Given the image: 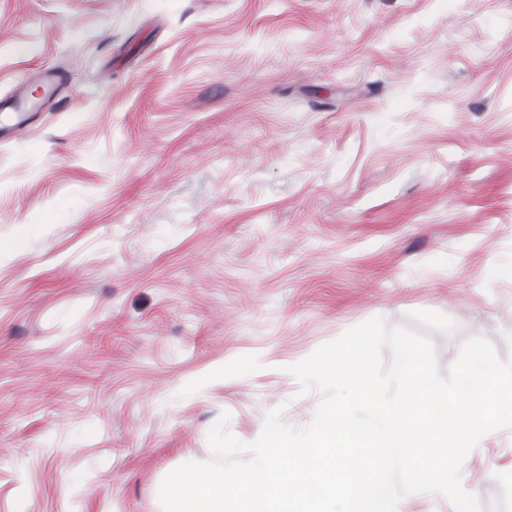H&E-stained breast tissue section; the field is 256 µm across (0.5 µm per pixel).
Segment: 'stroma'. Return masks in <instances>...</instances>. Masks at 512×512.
<instances>
[{"label": "stroma", "instance_id": "35a3bbf8", "mask_svg": "<svg viewBox=\"0 0 512 512\" xmlns=\"http://www.w3.org/2000/svg\"><path fill=\"white\" fill-rule=\"evenodd\" d=\"M0 512H163L379 316L512 357V0H0ZM464 489L512 512V430ZM27 103L24 98L8 102H0V126L10 131L26 122L23 112H26Z\"/></svg>", "mask_w": 512, "mask_h": 512}]
</instances>
